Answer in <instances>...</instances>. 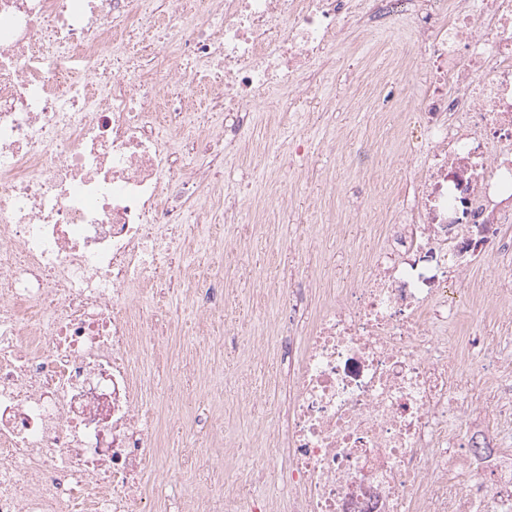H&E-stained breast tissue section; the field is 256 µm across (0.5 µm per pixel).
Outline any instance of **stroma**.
<instances>
[{
    "mask_svg": "<svg viewBox=\"0 0 512 512\" xmlns=\"http://www.w3.org/2000/svg\"><path fill=\"white\" fill-rule=\"evenodd\" d=\"M420 49L411 40L391 44L364 31L343 33L334 50L336 83L332 107L311 105L302 118V135L320 143L286 179L288 158L264 150L283 118L278 109L261 112L241 144L240 162L225 169V179L242 192L259 196L284 194L290 211L262 214L255 224H225L218 210L201 214L212 235L204 267L188 264L187 278L170 292L162 308L149 312L148 325L161 334L159 355L131 360L135 378L182 386L184 402L177 418H163L161 431L174 480L147 468L145 487L161 486L156 512H181L187 503L204 500L210 512H239L246 497L266 499V512H288L292 491L275 486L265 449L279 438L278 417L286 403L283 372L284 323L278 316L280 285H302L312 302L325 292L321 271L337 284L357 279L382 239V226L367 213L368 200L390 204L399 189L397 161L383 143L397 136L399 115L373 111V90L363 69L388 67L404 57L401 86L413 94V73ZM371 144L366 162L359 148ZM329 218L333 232L319 233L306 223L309 215ZM224 283V308L200 322L191 299L192 282ZM250 441L252 458L237 444ZM226 484L223 498L207 497L209 487Z\"/></svg>",
    "mask_w": 512,
    "mask_h": 512,
    "instance_id": "stroma-1",
    "label": "stroma"
}]
</instances>
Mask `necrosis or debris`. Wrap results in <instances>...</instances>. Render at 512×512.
<instances>
[{
	"instance_id": "4bbe7bcc",
	"label": "necrosis or debris",
	"mask_w": 512,
	"mask_h": 512,
	"mask_svg": "<svg viewBox=\"0 0 512 512\" xmlns=\"http://www.w3.org/2000/svg\"><path fill=\"white\" fill-rule=\"evenodd\" d=\"M412 24V112L391 153L405 192L357 281L309 309L288 356L274 451L290 512H512V370L468 399L495 351L448 284L512 265V0H0V512H138L164 465L130 369L148 349L177 229L221 204L253 112L316 99L343 30ZM507 271L502 270L501 266L498 267L493 258L484 257L480 258L470 275L466 277L465 282L475 283L478 286L492 282L495 278L496 281L503 279Z\"/></svg>"
}]
</instances>
